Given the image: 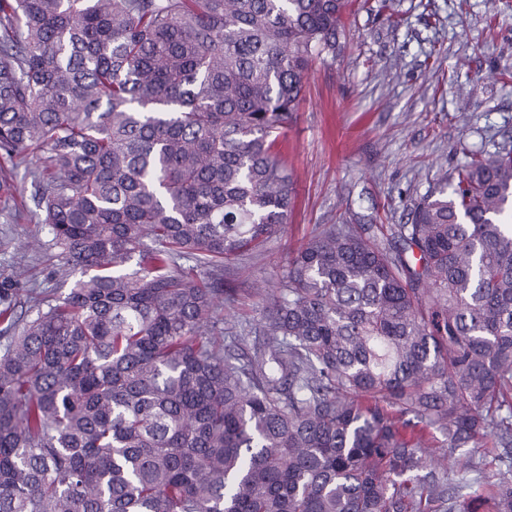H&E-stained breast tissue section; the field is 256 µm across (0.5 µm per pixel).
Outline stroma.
<instances>
[{"label": "stroma", "mask_w": 512, "mask_h": 512, "mask_svg": "<svg viewBox=\"0 0 512 512\" xmlns=\"http://www.w3.org/2000/svg\"><path fill=\"white\" fill-rule=\"evenodd\" d=\"M345 49L316 62L280 151L294 177L287 224L224 264L234 291L225 335L258 323L256 289L276 286L289 254L323 224H403L468 152L512 148V0H349ZM18 162L0 190V286L16 300L70 288L56 250L26 249L38 231L32 171Z\"/></svg>", "instance_id": "35a3bbf8"}]
</instances>
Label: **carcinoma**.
Masks as SVG:
<instances>
[{
	"mask_svg": "<svg viewBox=\"0 0 512 512\" xmlns=\"http://www.w3.org/2000/svg\"><path fill=\"white\" fill-rule=\"evenodd\" d=\"M347 2L0 0V158L43 152L79 275L0 292V512H512L511 149L312 235L247 352L207 329L288 221L275 144Z\"/></svg>",
	"mask_w": 512,
	"mask_h": 512,
	"instance_id": "1",
	"label": "carcinoma"
}]
</instances>
